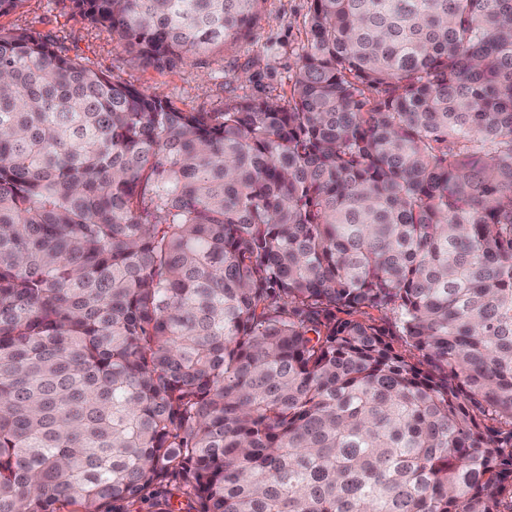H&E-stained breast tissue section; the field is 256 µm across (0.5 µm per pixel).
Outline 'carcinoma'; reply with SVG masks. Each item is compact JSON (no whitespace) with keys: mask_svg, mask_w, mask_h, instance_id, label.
I'll list each match as a JSON object with an SVG mask.
<instances>
[{"mask_svg":"<svg viewBox=\"0 0 512 512\" xmlns=\"http://www.w3.org/2000/svg\"><path fill=\"white\" fill-rule=\"evenodd\" d=\"M264 2L73 0L157 68ZM308 27L222 112L0 30V512H512V0ZM145 497V502H139L134 506L129 507L130 511H127L122 506L114 507L113 510L122 512H153V509L150 508V503L159 498H168L170 500V503L174 504L176 508H178L180 501L185 503L184 499L177 496L176 492L172 490L171 487L169 486L151 488L146 492Z\"/></svg>","mask_w":512,"mask_h":512,"instance_id":"carcinoma-1","label":"carcinoma"}]
</instances>
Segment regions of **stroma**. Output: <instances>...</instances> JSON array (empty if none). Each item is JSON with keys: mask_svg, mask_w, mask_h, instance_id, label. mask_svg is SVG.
Returning <instances> with one entry per match:
<instances>
[{"mask_svg": "<svg viewBox=\"0 0 512 512\" xmlns=\"http://www.w3.org/2000/svg\"><path fill=\"white\" fill-rule=\"evenodd\" d=\"M310 0H264L248 35L223 49L163 70L134 58L85 22L71 0H24L0 15V29H29L113 81L132 85L184 112H221L244 99L288 101L308 39Z\"/></svg>", "mask_w": 512, "mask_h": 512, "instance_id": "obj_1", "label": "stroma"}]
</instances>
